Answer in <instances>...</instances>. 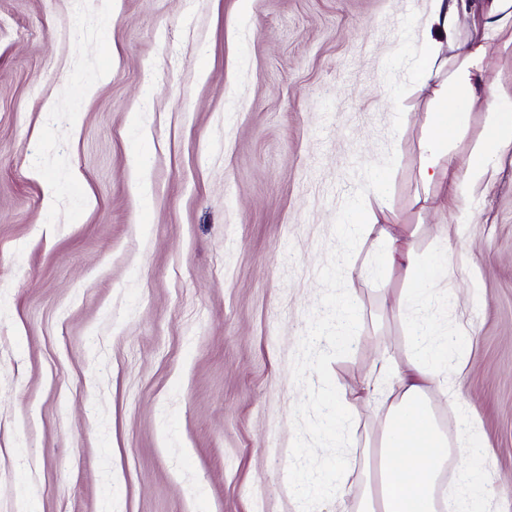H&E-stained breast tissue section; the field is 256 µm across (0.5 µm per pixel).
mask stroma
Returning a JSON list of instances; mask_svg holds the SVG:
<instances>
[{"mask_svg":"<svg viewBox=\"0 0 512 512\" xmlns=\"http://www.w3.org/2000/svg\"><path fill=\"white\" fill-rule=\"evenodd\" d=\"M430 0H0V512H300L282 473L359 165L394 153L389 223L457 248L427 314L469 321L460 378L512 485V149L472 221L420 181ZM360 327L330 364L355 406L357 512L402 356L390 289L349 275Z\"/></svg>","mask_w":512,"mask_h":512,"instance_id":"1","label":"stroma"}]
</instances>
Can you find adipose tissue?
Here are the masks:
<instances>
[{
	"mask_svg": "<svg viewBox=\"0 0 512 512\" xmlns=\"http://www.w3.org/2000/svg\"><path fill=\"white\" fill-rule=\"evenodd\" d=\"M430 2L419 43L422 84L432 91V110L419 141L420 177L456 200L467 186L482 181L493 160L512 147V88L487 90L482 83L488 44L496 42L503 50H512V0H491L481 33L447 76L442 73L441 44L453 41L460 15L472 4L470 0ZM483 92L488 95L484 137L461 172L449 160L448 148L467 129L472 106ZM353 223L363 237L382 248L377 263L382 273L379 287H388L387 275L394 268L403 272L405 286L391 310L424 311L431 288L448 277L455 248H447L426 264L415 255L407 228H393L361 209L355 211ZM470 343L464 322H457L450 334L429 331L420 323L402 359L385 358L375 365L367 395L386 408L380 433V481L378 491L367 492L359 512H437L441 467L451 457L463 476L456 488V512H483L484 499L512 497L511 488L486 480L478 467L484 441L475 421H467L456 448H449L430 404L429 395L434 392L446 397L451 407H467L466 396L461 389L449 387L448 378L464 374Z\"/></svg>",
	"mask_w": 512,
	"mask_h": 512,
	"instance_id": "adipose-tissue-1",
	"label": "adipose tissue"
}]
</instances>
